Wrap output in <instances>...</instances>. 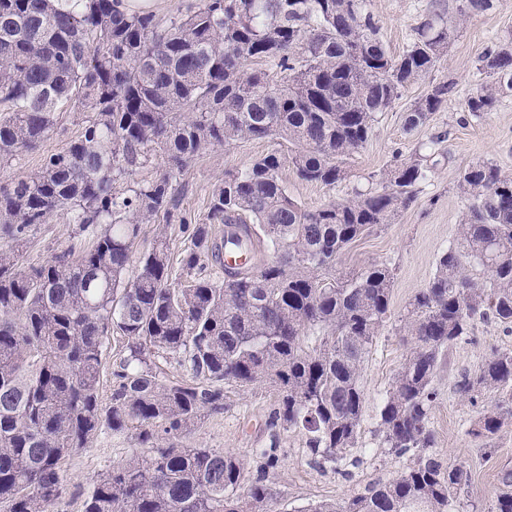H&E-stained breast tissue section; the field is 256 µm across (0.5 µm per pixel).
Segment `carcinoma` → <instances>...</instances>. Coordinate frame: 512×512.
I'll return each instance as SVG.
<instances>
[{
  "label": "carcinoma",
  "mask_w": 512,
  "mask_h": 512,
  "mask_svg": "<svg viewBox=\"0 0 512 512\" xmlns=\"http://www.w3.org/2000/svg\"><path fill=\"white\" fill-rule=\"evenodd\" d=\"M459 2L469 17L497 0ZM452 32L436 15L394 56L367 0H198L165 22L127 0H0V167L53 134L59 107L85 113L63 151L0 185V512H50L67 461L105 427L134 432L147 453L102 476L84 512H274L264 481L279 464L277 433L251 482L241 456L183 441L224 411L227 385L276 388L271 427L305 430L319 467L356 447L363 364L393 269L375 261L338 277L337 261L415 203L441 138L378 184L312 210L288 194L282 170L345 181L378 115L428 76ZM478 70L491 81L462 103L474 117L512 91V34L485 48ZM454 89L429 90L405 130L428 126ZM266 138L277 147L213 185L179 267L163 230L140 248L142 225L189 223L177 183L196 157ZM155 161L161 173L138 178ZM457 188L469 202L458 241L409 303L412 345L378 410L383 444L416 459L395 479L308 512H447L470 486L464 465L433 454L432 381L475 319L512 330V174L479 161L459 171ZM57 217L87 244L27 262V233ZM210 266L221 276L202 274ZM113 345L123 356L105 401ZM156 357L184 376L162 381ZM507 388L512 349L492 350L457 382L463 397L494 399L474 436L512 423V397L496 398Z\"/></svg>",
  "instance_id": "1"
}]
</instances>
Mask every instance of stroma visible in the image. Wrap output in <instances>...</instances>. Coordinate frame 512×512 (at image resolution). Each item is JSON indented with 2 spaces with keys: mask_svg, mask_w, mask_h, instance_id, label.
<instances>
[{
  "mask_svg": "<svg viewBox=\"0 0 512 512\" xmlns=\"http://www.w3.org/2000/svg\"><path fill=\"white\" fill-rule=\"evenodd\" d=\"M368 7L379 22L389 51L398 55L406 50L421 21L454 12L456 0H368ZM510 32L512 0H499L493 10L460 22L434 71L425 80L402 89L391 109L379 115L364 147L348 161L347 181L326 187L300 181L292 168L282 172L289 194L306 208L314 209L332 199L349 198L355 189L370 187L395 160L422 150L433 137L442 139L439 163L420 185L415 204L400 212L393 223L364 232L341 255L337 265L338 271L350 273L385 260L394 269L386 323L362 370L365 412L359 443L349 451L357 464L347 476L331 464L314 466L306 432L293 428L281 431L280 462L266 479L275 512H307L318 502L353 496L370 482L396 478L413 463L410 456L399 457L382 448L377 411L410 346V339L403 332L409 303L433 276L440 253L456 242L466 209V201L457 188L459 169L478 160H489L512 173V93L502 95L492 111L478 118L467 116L461 109L463 100L479 81L476 66L484 48L491 38ZM449 80L455 83L456 96L435 113L429 127L405 132V112L432 86ZM57 117V129L52 135L0 170V184L38 170L47 156L61 151L80 135L82 113L65 107ZM271 147L268 140L241 141L197 157L178 185L181 212L196 221L203 219L217 180L225 172L246 168ZM74 241V225L61 218L53 219L30 236L27 260L43 261L55 249ZM474 325L468 339L445 348L432 382L436 392L431 410L434 452L441 459L462 463L471 474L469 491L454 499L448 512H491L502 489L500 475L503 470H512V426L490 438L474 437L472 431L487 401L481 398L470 402L455 390L460 375L477 371L492 349L512 348V332L491 321L478 319ZM224 401V412L206 418L188 442L242 456L247 478H256L260 461L254 451L269 445V419L278 393L269 386L246 390L228 386ZM139 451L130 434L99 433L89 448L68 461L65 491L52 512H82V503L96 481L113 465Z\"/></svg>",
  "mask_w": 512,
  "mask_h": 512,
  "instance_id": "stroma-1",
  "label": "stroma"
}]
</instances>
